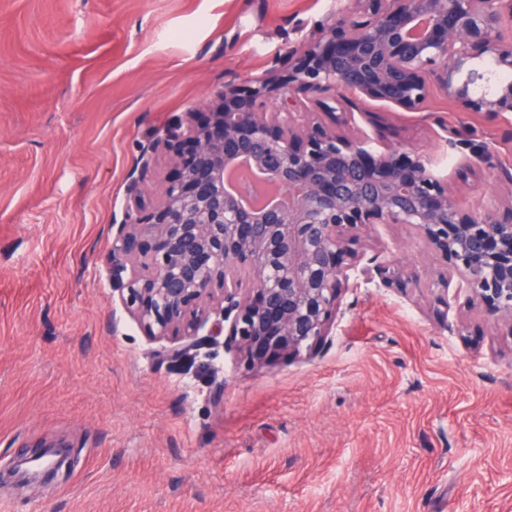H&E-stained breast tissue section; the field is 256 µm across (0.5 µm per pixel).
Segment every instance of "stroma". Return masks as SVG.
<instances>
[{
    "label": "stroma",
    "instance_id": "obj_1",
    "mask_svg": "<svg viewBox=\"0 0 512 512\" xmlns=\"http://www.w3.org/2000/svg\"><path fill=\"white\" fill-rule=\"evenodd\" d=\"M352 0H0V512H512V336L405 224L366 257L402 288L345 291L316 348L252 363L229 342L170 352L112 286L130 188L175 171L166 129L207 119ZM470 126L495 166L461 173ZM422 155L467 209L512 197V115L369 101L346 128ZM63 440L49 484L10 482Z\"/></svg>",
    "mask_w": 512,
    "mask_h": 512
}]
</instances>
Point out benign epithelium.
I'll return each mask as SVG.
<instances>
[{
	"label": "benign epithelium",
	"mask_w": 512,
	"mask_h": 512,
	"mask_svg": "<svg viewBox=\"0 0 512 512\" xmlns=\"http://www.w3.org/2000/svg\"><path fill=\"white\" fill-rule=\"evenodd\" d=\"M507 24L512 0H354L288 51V68L224 84L207 120L190 114L167 130L166 146L189 151L163 195L146 212L133 195L136 218L112 225L125 310L153 337L196 336L209 322L253 362L311 350L345 290L406 285L361 246L376 224H407L443 263L431 283L443 322L456 280L512 336V198L466 210L422 156L374 152L342 131L354 106L344 90L415 111L438 90L463 112L512 114ZM448 134L471 149L466 169L490 164L469 130ZM241 163L265 175L263 197L225 186ZM40 447L21 464L52 477L68 444Z\"/></svg>",
	"instance_id": "7a95c632"
}]
</instances>
